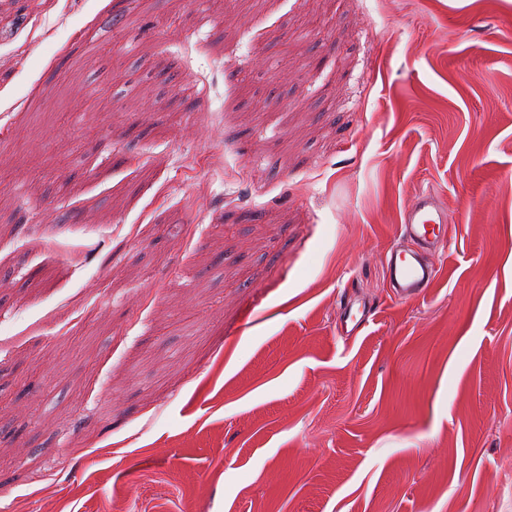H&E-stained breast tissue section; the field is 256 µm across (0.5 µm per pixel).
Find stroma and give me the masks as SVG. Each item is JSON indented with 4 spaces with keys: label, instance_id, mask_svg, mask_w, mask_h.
<instances>
[{
    "label": "stroma",
    "instance_id": "35a3bbf8",
    "mask_svg": "<svg viewBox=\"0 0 512 512\" xmlns=\"http://www.w3.org/2000/svg\"><path fill=\"white\" fill-rule=\"evenodd\" d=\"M0 71V512H512V0H54ZM448 219V210L429 190L417 194L405 209L401 233L413 241L417 249L405 250L395 245L387 252L389 281L397 300L407 302L419 298L432 286L436 267L433 261L422 258L421 251L434 256L446 248L443 229ZM374 310L371 306H367L365 303L361 304L360 308L356 311L352 310V305H347L343 309H340L338 319L340 323L345 327L347 336H357L363 327L369 322L372 317ZM351 325V329L348 331V325Z\"/></svg>",
    "mask_w": 512,
    "mask_h": 512
}]
</instances>
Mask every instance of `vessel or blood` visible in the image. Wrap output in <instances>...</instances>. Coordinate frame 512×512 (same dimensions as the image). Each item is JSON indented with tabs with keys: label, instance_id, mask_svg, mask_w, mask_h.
<instances>
[{
	"label": "vessel or blood",
	"instance_id": "obj_1",
	"mask_svg": "<svg viewBox=\"0 0 512 512\" xmlns=\"http://www.w3.org/2000/svg\"><path fill=\"white\" fill-rule=\"evenodd\" d=\"M448 211L435 194L423 191L417 194L405 209L401 224L403 237L413 241L412 249L392 246L386 257L390 285L395 298L407 302L424 296L436 277L433 262L425 261V254H437L447 246L444 227ZM373 315L370 306L354 309L344 307L338 314L342 325L348 326L351 335H358Z\"/></svg>",
	"mask_w": 512,
	"mask_h": 512
}]
</instances>
